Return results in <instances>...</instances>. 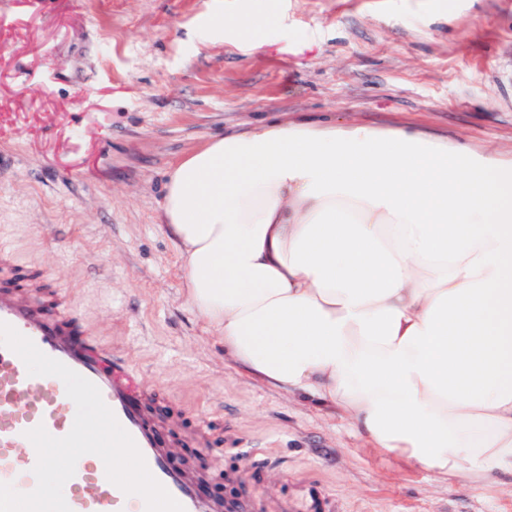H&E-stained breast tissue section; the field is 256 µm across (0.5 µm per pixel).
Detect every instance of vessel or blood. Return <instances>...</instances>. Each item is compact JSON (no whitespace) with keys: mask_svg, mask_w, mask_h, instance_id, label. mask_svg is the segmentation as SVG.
<instances>
[{"mask_svg":"<svg viewBox=\"0 0 512 512\" xmlns=\"http://www.w3.org/2000/svg\"><path fill=\"white\" fill-rule=\"evenodd\" d=\"M12 252L0 246V322L14 327L47 356L79 373L99 389L106 405L130 434L148 470L184 512H213L214 505L198 495L193 481L169 460L158 442V432L144 418L140 401L150 395L141 371L109 355L94 340L78 341V330L68 310L50 316L19 297L12 281ZM76 406L66 390L48 376H32L22 359L0 345V483L32 475L37 452L28 430L44 426L55 437L72 429ZM63 495L71 512H146L145 503L130 507L126 494L112 484L105 465L94 454L81 456Z\"/></svg>","mask_w":512,"mask_h":512,"instance_id":"obj_1","label":"vessel or blood"}]
</instances>
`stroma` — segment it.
I'll list each match as a JSON object with an SVG mask.
<instances>
[{
  "label": "stroma",
  "mask_w": 512,
  "mask_h": 512,
  "mask_svg": "<svg viewBox=\"0 0 512 512\" xmlns=\"http://www.w3.org/2000/svg\"><path fill=\"white\" fill-rule=\"evenodd\" d=\"M283 16L202 38L214 4ZM512 148V0H0V243L13 276L157 389L173 456L217 438L252 512H512V482L437 481L242 373L190 308L165 185L212 137L277 120ZM239 18L235 19V23L239 24ZM275 19L269 17L265 12L249 14V18L246 23L232 26L236 31L239 39L242 42L251 44L254 47L262 45L263 38L260 36V32Z\"/></svg>",
  "instance_id": "35a3bbf8"
}]
</instances>
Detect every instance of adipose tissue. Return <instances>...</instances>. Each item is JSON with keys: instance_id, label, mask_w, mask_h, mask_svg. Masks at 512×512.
I'll use <instances>...</instances> for the list:
<instances>
[{"instance_id": "1", "label": "adipose tissue", "mask_w": 512, "mask_h": 512, "mask_svg": "<svg viewBox=\"0 0 512 512\" xmlns=\"http://www.w3.org/2000/svg\"><path fill=\"white\" fill-rule=\"evenodd\" d=\"M163 208L245 374L439 480L512 477V151L287 120L189 152Z\"/></svg>"}]
</instances>
